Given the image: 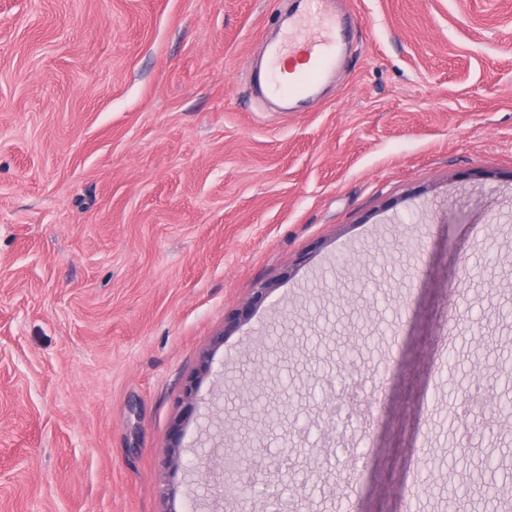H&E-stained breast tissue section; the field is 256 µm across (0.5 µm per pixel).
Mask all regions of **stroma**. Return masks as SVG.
<instances>
[{
  "label": "stroma",
  "instance_id": "obj_1",
  "mask_svg": "<svg viewBox=\"0 0 512 512\" xmlns=\"http://www.w3.org/2000/svg\"><path fill=\"white\" fill-rule=\"evenodd\" d=\"M283 7L0 0V512H267L168 466L192 378L186 462L314 449L282 512H512V427L465 454L458 392L512 399V0H348L299 112L247 86ZM244 378L284 413L254 441ZM355 381L365 415L290 433ZM197 379L191 380L185 387L184 393H183V399L182 404H185L184 406V412L183 417L185 419H189L195 411V397L197 393ZM184 420L179 419L175 423V432H174V443L171 444L169 450H168V461L174 468H178L181 463L180 455L178 452V448H180V432H181V426L184 422Z\"/></svg>",
  "mask_w": 512,
  "mask_h": 512
}]
</instances>
